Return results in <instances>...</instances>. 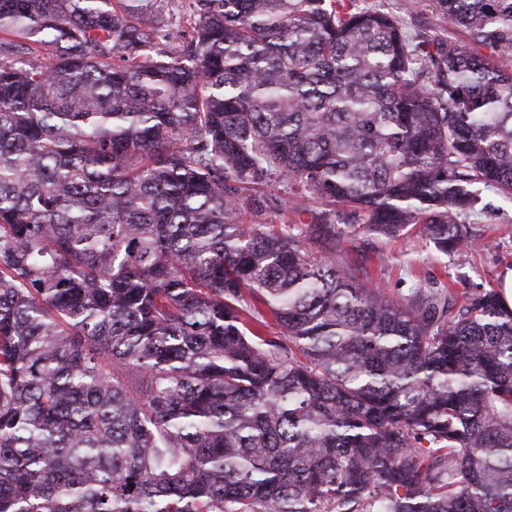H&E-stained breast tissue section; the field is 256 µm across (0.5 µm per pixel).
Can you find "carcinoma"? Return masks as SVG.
I'll use <instances>...</instances> for the list:
<instances>
[{
	"label": "carcinoma",
	"mask_w": 512,
	"mask_h": 512,
	"mask_svg": "<svg viewBox=\"0 0 512 512\" xmlns=\"http://www.w3.org/2000/svg\"><path fill=\"white\" fill-rule=\"evenodd\" d=\"M157 2L0 0V512H512V309L339 260L486 248L512 0ZM412 17H406L410 31L417 29L446 27V23L435 13L431 7V0H416Z\"/></svg>",
	"instance_id": "cac0c4a2"
}]
</instances>
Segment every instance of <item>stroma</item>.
I'll return each mask as SVG.
<instances>
[{"label": "stroma", "instance_id": "stroma-1", "mask_svg": "<svg viewBox=\"0 0 512 512\" xmlns=\"http://www.w3.org/2000/svg\"><path fill=\"white\" fill-rule=\"evenodd\" d=\"M486 200L497 206L498 213L493 220L476 224L488 247L473 255L468 266L436 251L416 233L396 239L363 236L345 244L342 257L363 265L374 281L394 295H407L420 287L472 291L498 287L502 273L512 269V205L500 204L491 193Z\"/></svg>", "mask_w": 512, "mask_h": 512}]
</instances>
